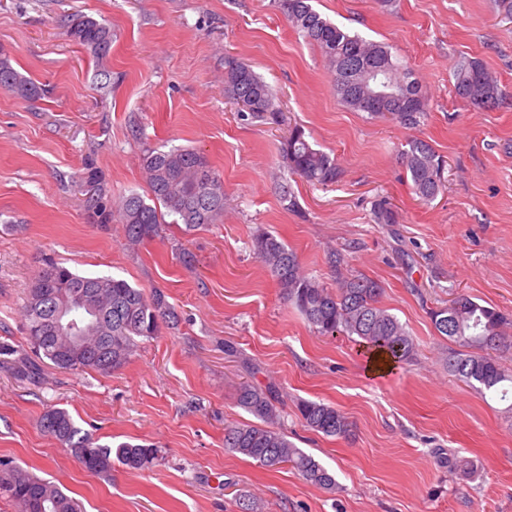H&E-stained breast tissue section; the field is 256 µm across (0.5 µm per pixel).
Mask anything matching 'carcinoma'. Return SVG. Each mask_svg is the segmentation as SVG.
Masks as SVG:
<instances>
[{
    "mask_svg": "<svg viewBox=\"0 0 512 512\" xmlns=\"http://www.w3.org/2000/svg\"><path fill=\"white\" fill-rule=\"evenodd\" d=\"M278 5L293 29L320 49L334 75L341 104L402 126L416 127L425 121L426 92L387 46L322 17L313 8L312 0H278ZM67 33L98 59L106 58L110 51L112 31L93 17L72 16ZM367 64L382 72L389 85L417 98L402 106L392 98H381L375 107H370L372 81L364 72ZM453 76L456 95L473 106L497 108L512 99V91L493 78L476 58H458ZM0 91L25 101L37 100L46 93L2 52ZM224 94L246 116L273 122L279 118L271 87L249 65L233 56L224 58ZM402 156L419 200L429 202L436 198L445 182L442 156L421 139L409 141ZM281 158L291 173L313 186L332 185L341 173L336 158L314 148L305 131L297 126L288 131ZM142 162L151 201L131 193L115 203L95 183L88 204L99 223L115 221L124 226L130 241L140 243L159 236L166 214L173 217L172 223H181L188 230L222 220L224 183L203 153L189 148L152 150ZM251 250L283 295L319 334L356 336L396 362L410 361L416 355V343L405 326L380 305L381 285L362 274H344L342 253H328V263L336 269L333 288L307 273L297 254L272 234L257 233L251 240ZM76 295L82 296L84 306L98 310L99 319L82 327L80 335L85 342L81 352L73 356L71 344L55 332L52 308L71 304ZM24 316L33 357L21 363L20 372L30 380L40 375L41 364L46 360L59 369L109 374L128 361L136 339L157 335L163 323L178 322L175 309L159 289L148 295L122 278L78 275L55 262L47 263L32 282ZM431 320L440 335L470 348L468 352H448V372L481 391H497L506 398L512 374L490 351L512 350V335L507 332L512 328V319L459 294L449 305L432 311ZM237 402L255 421L224 427V447L268 469L289 464L306 481L324 490H336L333 474L297 448L282 431L280 400L275 390L245 383L239 388ZM297 411L304 426L317 433L339 437L350 431L348 418L334 406L303 401ZM41 427L69 448L94 476L110 472L114 457L130 470H142L155 460L154 450L141 444L121 442L112 447L98 443L92 433L76 425L61 408L45 412ZM0 490L11 499L16 512H75L73 498L56 485L5 461H0Z\"/></svg>",
    "mask_w": 512,
    "mask_h": 512,
    "instance_id": "carcinoma-1",
    "label": "carcinoma"
}]
</instances>
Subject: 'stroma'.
Masks as SVG:
<instances>
[{
	"mask_svg": "<svg viewBox=\"0 0 512 512\" xmlns=\"http://www.w3.org/2000/svg\"><path fill=\"white\" fill-rule=\"evenodd\" d=\"M313 6L408 64L430 97L419 127L340 104L319 48L277 0H0V52L48 88L33 102L0 91V344L12 348L0 355V459L60 485L82 512H512V400L449 373L452 343L430 318L459 294L512 316V104L477 108L453 87L465 55L512 89V19L495 0ZM78 12L111 28L105 59L69 37ZM228 54L272 86L278 123L241 116L225 97ZM105 71L103 95L95 85ZM295 126L337 158L335 184L282 167ZM415 138L446 162L445 188L429 203L402 162ZM174 146L204 153L222 175L220 223L188 233L170 224L132 246L121 225L95 222L86 169L112 195L145 197L144 151ZM285 187L294 209L282 203ZM380 199L395 223H375ZM259 231L329 285L328 252L347 254L353 272L382 286L380 304L415 339L414 359L374 374L357 337L316 333L250 250ZM49 260L162 289L177 328L139 339L110 374L46 363L30 383L16 369L31 353L22 306ZM245 382L278 391L285 433L334 475L335 491L225 448V425L251 420L236 403ZM302 400L342 411L349 434L307 430ZM53 408L101 442L154 447V464L90 475L42 430Z\"/></svg>",
	"mask_w": 512,
	"mask_h": 512,
	"instance_id": "obj_1",
	"label": "stroma"
}]
</instances>
